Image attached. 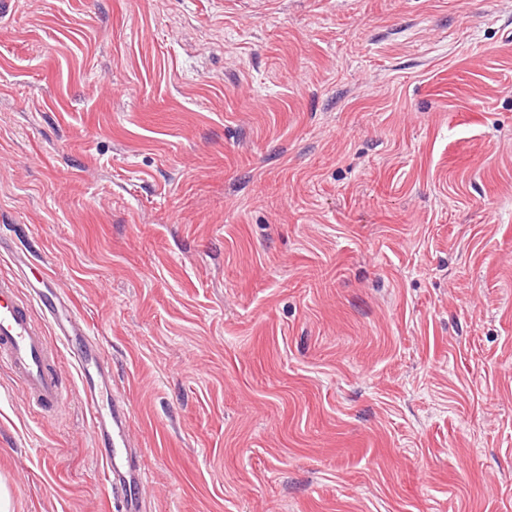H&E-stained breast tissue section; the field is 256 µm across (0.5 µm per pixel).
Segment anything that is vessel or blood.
Returning <instances> with one entry per match:
<instances>
[{"instance_id": "1", "label": "vessel or blood", "mask_w": 512, "mask_h": 512, "mask_svg": "<svg viewBox=\"0 0 512 512\" xmlns=\"http://www.w3.org/2000/svg\"><path fill=\"white\" fill-rule=\"evenodd\" d=\"M39 305L54 327L47 337L35 325L31 307ZM68 356L84 396V405L96 433L98 461L106 485V499H119L122 512H139V487L145 475L137 458L123 454L128 412L124 402L101 405L99 397L112 385L111 372L91 324L78 313L51 277L29 283L20 298L12 278L0 276V367L9 369L29 396L33 411L50 413L59 405L63 385L50 365L53 353Z\"/></svg>"}]
</instances>
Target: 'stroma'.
<instances>
[{
	"label": "stroma",
	"instance_id": "stroma-1",
	"mask_svg": "<svg viewBox=\"0 0 512 512\" xmlns=\"http://www.w3.org/2000/svg\"><path fill=\"white\" fill-rule=\"evenodd\" d=\"M0 239L97 332L142 512H512V0H13ZM8 512H108L68 360Z\"/></svg>",
	"mask_w": 512,
	"mask_h": 512
}]
</instances>
